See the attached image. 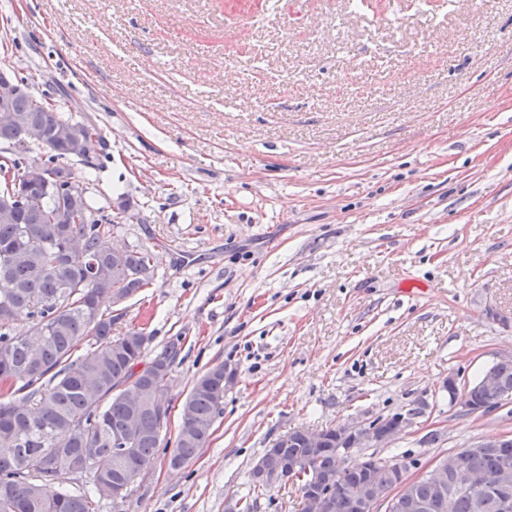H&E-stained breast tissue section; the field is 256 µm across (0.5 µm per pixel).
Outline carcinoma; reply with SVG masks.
I'll return each mask as SVG.
<instances>
[{"instance_id": "cac0c4a2", "label": "carcinoma", "mask_w": 512, "mask_h": 512, "mask_svg": "<svg viewBox=\"0 0 512 512\" xmlns=\"http://www.w3.org/2000/svg\"><path fill=\"white\" fill-rule=\"evenodd\" d=\"M0 112V192L13 187L21 199L0 214V512H97L112 498V483L152 465L161 445L160 416L147 405L153 390L170 381L181 339L163 348L169 364L147 357L145 329L112 335L120 315L102 311L117 290L135 295L155 278V256L147 248L118 251L109 238L117 224L138 216L122 197L107 215L86 195L69 165L62 133L74 123L56 103L20 94ZM43 153L33 155V147ZM41 164L54 190L29 178ZM28 320L19 333L12 323ZM86 354L76 357L78 344ZM512 389V360L491 367ZM484 383L468 390L466 405L492 398ZM188 420L178 430L169 466L183 468L205 447L224 410V364L200 376L182 404ZM135 424L131 455L118 436ZM261 459L269 472H288L305 460L330 492L333 512H356L354 497L370 482L385 489L407 466L375 453L358 466L341 463L335 443L307 447L300 430L276 439ZM92 472L93 494L55 485L62 471ZM509 471L512 453L471 444L448 454V483L460 473L483 475L494 486ZM413 498L433 502L436 487L412 484ZM451 512H503L498 491L455 496Z\"/></svg>"}]
</instances>
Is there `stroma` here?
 <instances>
[{
	"mask_svg": "<svg viewBox=\"0 0 512 512\" xmlns=\"http://www.w3.org/2000/svg\"><path fill=\"white\" fill-rule=\"evenodd\" d=\"M0 67L98 127L71 168L140 213L110 242L157 275L112 333L182 342L165 440L237 369L207 446L158 454L124 512H224L277 438L415 400L378 450L412 478L512 431L443 390L512 351V0H0ZM236 378V369L222 362L196 380L182 404L188 420L178 430L175 448L167 460L170 467L183 468L206 446L214 421L224 410V386H233Z\"/></svg>",
	"mask_w": 512,
	"mask_h": 512,
	"instance_id": "obj_1",
	"label": "stroma"
}]
</instances>
